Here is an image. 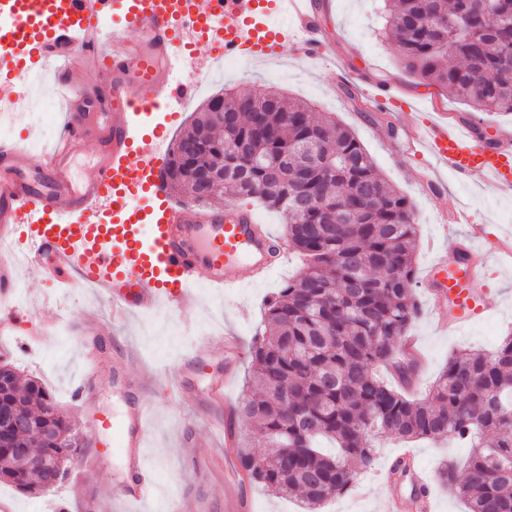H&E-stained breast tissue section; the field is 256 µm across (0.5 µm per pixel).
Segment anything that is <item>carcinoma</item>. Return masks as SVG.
Masks as SVG:
<instances>
[{"label":"carcinoma","mask_w":512,"mask_h":512,"mask_svg":"<svg viewBox=\"0 0 512 512\" xmlns=\"http://www.w3.org/2000/svg\"><path fill=\"white\" fill-rule=\"evenodd\" d=\"M384 33L403 67L477 112H512V0H385ZM224 115L206 104L176 136L164 173L168 189L202 205L258 199L282 213L300 272L266 303L252 344V385L230 410L274 449L257 464L237 451L250 481L320 512L375 466L379 438L450 439L470 448L439 478L467 512H512V334L496 350L448 358L425 395L402 389L417 363L400 360L418 315L417 224L407 197L389 185L355 134L307 102L272 91L224 93ZM246 143L288 162L275 173L228 151ZM200 171L224 173L202 187ZM393 367V380L376 374ZM0 404L19 406L36 428L0 434V482L41 494L55 470L35 459L77 453L73 421L40 381H21L0 360Z\"/></svg>","instance_id":"carcinoma-1"}]
</instances>
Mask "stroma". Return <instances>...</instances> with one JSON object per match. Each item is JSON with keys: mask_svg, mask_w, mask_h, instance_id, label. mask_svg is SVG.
Instances as JSON below:
<instances>
[{"mask_svg": "<svg viewBox=\"0 0 512 512\" xmlns=\"http://www.w3.org/2000/svg\"><path fill=\"white\" fill-rule=\"evenodd\" d=\"M382 0H327L321 11V28L328 51L324 60L315 62L294 47H286L274 59L247 61L228 68L222 80L211 84L206 93L197 94L182 110L172 134H180L189 125V115L197 111L207 95L223 89L247 93L263 86L311 102L315 111L330 112L342 125L354 132L373 158L380 174L410 201L419 228L416 248V275L413 295L420 305V315L410 333L418 340L419 376L410 391L422 397L427 387L450 356L469 348L491 351L512 334V266L501 262L504 247H512V193L493 192L490 185L457 178L449 169L435 168L432 159L404 154L398 138L390 136L389 126H403L406 106H414L419 121L444 112L459 120L486 128L512 130V114L475 112L461 101L448 97L434 87L419 85L412 74L399 64L394 42L379 31ZM377 84L396 88L397 104L387 113L377 112L365 92ZM465 211L470 224L484 227V237L476 247L486 257L484 278L491 315L471 324L465 331L451 334L438 329L435 321L437 303L425 287L426 268L439 253L467 244L468 226L454 223L452 215ZM299 266L296 255L276 266L260 282L246 281L239 293L225 297L198 287L185 302L182 315L173 319L178 335H168L158 326L155 314L141 315L123 323L112 320L110 305L84 288H58L45 274L24 270L19 274L16 292L24 312L11 335L0 338V356L12 361L20 373L46 384L73 418L77 431L88 441L78 457L79 463H94L95 475L85 490L61 484L53 492L33 497L0 483V495L11 498L17 512H50L52 498L78 499L82 495L107 499L115 481L124 475L122 459L107 445L109 435L92 429L85 407L74 400L72 392L82 381L83 347L77 329L86 316L97 318L101 331L96 338L100 351V377L92 391V400L103 414L120 415L131 400L144 403L153 425L146 435L145 456L156 475V512H165L171 491L194 489L197 481L183 466L196 443L208 442L218 460H232L234 449L225 447L222 437L213 435L196 418V407L204 391L202 375L184 370V358L194 336L184 329L185 319L197 328L218 334L238 336L245 353L233 365H226L223 346H215L210 367L215 372H230L231 382L224 395L234 405L246 397V382L254 371L250 347L262 327L266 300L295 275ZM135 353L146 378L143 388H135L127 378L112 372V356L119 352ZM183 374L182 396L169 394L167 378ZM411 452L424 469L436 512H465L461 501L448 494L437 474L442 463L464 460L467 448L459 443L427 440L400 442L384 438L377 469L367 482L365 496L347 492L327 502L323 512H391L390 499H406V512H420L409 487L393 489L381 479L382 469L390 467L400 454Z\"/></svg>", "mask_w": 512, "mask_h": 512, "instance_id": "35a3bbf8", "label": "stroma"}]
</instances>
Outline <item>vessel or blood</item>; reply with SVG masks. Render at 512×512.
Returning <instances> with one entry per match:
<instances>
[{"instance_id":"obj_1","label":"vessel or blood","mask_w":512,"mask_h":512,"mask_svg":"<svg viewBox=\"0 0 512 512\" xmlns=\"http://www.w3.org/2000/svg\"><path fill=\"white\" fill-rule=\"evenodd\" d=\"M318 0H0V123L12 124L27 97L26 74L48 69L52 85L67 90L53 146L34 158L23 146L0 145V281L20 265L50 261L65 285L88 286L121 322L144 312L180 309L192 287L231 294L245 272L283 262L288 250L264 232L253 214L233 206L203 210L172 200L164 180L170 125L156 112L177 109L193 96L194 80L176 79L182 65L209 75L225 57L279 55L299 41L310 59L323 58ZM91 66L102 92L93 109L72 96L73 78ZM405 145L466 180L512 190V131L480 141L471 125L445 117L405 123ZM94 145L98 159L80 181L73 158ZM480 256L460 249L440 255L425 278L441 280L453 306L445 330L459 331L487 317ZM213 336L203 334L187 360L207 371ZM226 378L210 379L204 393L215 431L228 432ZM93 428L111 433L127 471L112 497L152 512L155 477L142 453L149 421L143 404L120 422L93 410ZM201 481L220 472L230 485L240 473L222 472L209 449L185 461ZM206 501L180 492L170 512H207Z\"/></svg>"}]
</instances>
